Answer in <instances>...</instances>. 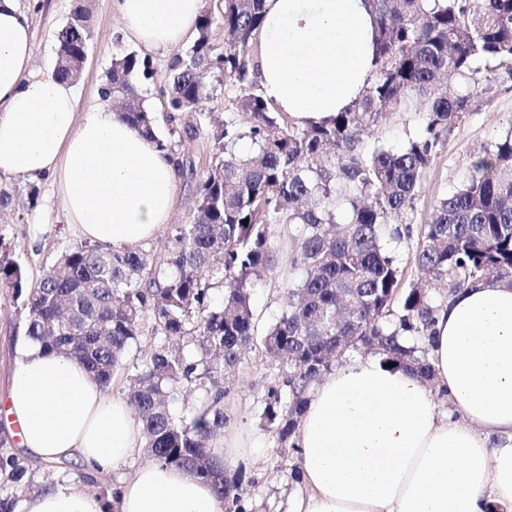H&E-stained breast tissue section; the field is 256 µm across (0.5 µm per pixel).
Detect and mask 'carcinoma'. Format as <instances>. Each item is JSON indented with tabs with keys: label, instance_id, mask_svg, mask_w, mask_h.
I'll list each match as a JSON object with an SVG mask.
<instances>
[{
	"label": "carcinoma",
	"instance_id": "1",
	"mask_svg": "<svg viewBox=\"0 0 512 512\" xmlns=\"http://www.w3.org/2000/svg\"><path fill=\"white\" fill-rule=\"evenodd\" d=\"M262 3L220 0L216 10L201 11L193 45L169 65L159 113L137 89L150 74L147 60L115 57L107 75L104 94L173 157L177 175L196 174L181 143H209L189 223L159 250L77 244L31 287L18 263L0 264V288L22 299V336L74 358L106 389L122 379L150 459L212 481L226 512H246L248 489L242 476L215 469L213 444L226 423L224 371L254 342L256 283L282 268L280 314L261 342L284 373L262 403L284 456L299 458L294 437L308 395L345 351L365 346L385 363L433 379L428 340L444 296L416 285L401 290L388 242L411 237L410 225L397 220L414 210L454 126L502 76L512 77V0H371L376 68L368 85L328 121L299 125L260 88ZM72 15L82 19L58 32L54 69L70 81L91 38L82 0ZM218 83L224 113L206 112ZM190 111L202 122L181 124ZM413 111L423 123L401 148L365 145L363 133L394 112ZM161 123L168 134L159 133ZM418 235L414 265L432 280L448 279L447 296L490 278L512 284V131L482 148L467 180L436 200ZM404 336L422 346L405 344ZM144 338L148 352L128 362ZM68 476L61 462L34 469L1 444L0 512H15L42 483ZM77 478L114 512L112 484L89 472Z\"/></svg>",
	"mask_w": 512,
	"mask_h": 512
}]
</instances>
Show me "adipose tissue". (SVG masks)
<instances>
[{
  "instance_id": "1",
  "label": "adipose tissue",
  "mask_w": 512,
  "mask_h": 512,
  "mask_svg": "<svg viewBox=\"0 0 512 512\" xmlns=\"http://www.w3.org/2000/svg\"><path fill=\"white\" fill-rule=\"evenodd\" d=\"M141 47L190 40L201 0H114ZM259 34L265 99L304 124L357 99L374 70L367 0H265ZM33 33L19 0H0V177L53 178L68 223L120 249L158 237L176 199L170 156L110 99L78 110L70 82L33 69ZM429 360L448 402L416 374L367 357L316 385L296 444L304 494L295 512H512V285L486 279L436 315ZM4 413L45 461L100 475L132 462L141 424L76 360L24 346ZM117 512H223L211 481L158 463L118 486ZM19 512H106L96 493L55 484Z\"/></svg>"
}]
</instances>
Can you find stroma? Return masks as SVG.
<instances>
[{
	"mask_svg": "<svg viewBox=\"0 0 512 512\" xmlns=\"http://www.w3.org/2000/svg\"><path fill=\"white\" fill-rule=\"evenodd\" d=\"M74 2L20 0L34 36L33 67L37 73L52 72L56 33L69 22ZM87 6L92 38L84 68L73 83L83 106L98 100L113 57L138 49L136 43L119 33L112 0H87ZM511 129L512 81H508L499 84L495 93L481 98L474 112L455 125L424 178L414 211L404 215V223H427L435 201L467 178L476 153ZM0 186L15 192L12 207L0 213V263H19L29 280H36L62 251L80 242L81 236L75 225L67 223L51 181L38 182L37 200L33 203L27 197V180L2 178ZM21 319V302L14 299L11 291L0 289V403L11 391L18 358L16 328ZM278 376V366L257 343L235 370L224 377L228 390L224 400V434L238 438L244 446L243 456L227 464L226 469L250 482L249 512H291L303 491L301 481L292 477L290 464L281 458L261 416V400Z\"/></svg>",
	"mask_w": 512,
	"mask_h": 512,
	"instance_id": "1",
	"label": "stroma"
}]
</instances>
